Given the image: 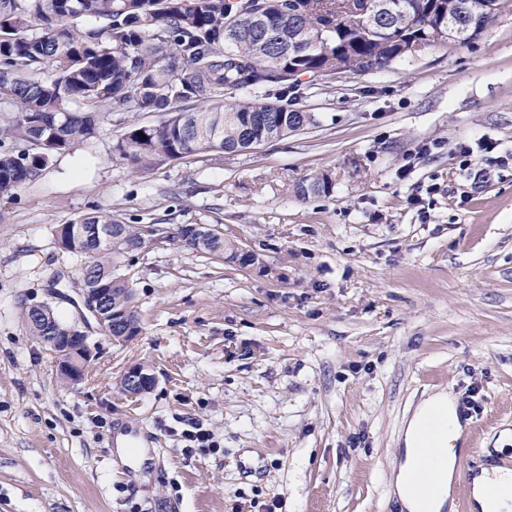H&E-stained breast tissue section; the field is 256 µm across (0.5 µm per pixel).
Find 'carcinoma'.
<instances>
[{
  "label": "carcinoma",
  "mask_w": 512,
  "mask_h": 512,
  "mask_svg": "<svg viewBox=\"0 0 512 512\" xmlns=\"http://www.w3.org/2000/svg\"><path fill=\"white\" fill-rule=\"evenodd\" d=\"M507 0H0V197L38 177L52 157L94 136L104 111L183 112L184 125L132 124L123 153L141 170L212 152L215 138L234 151L251 138L288 136L311 113L270 102L301 77L365 74L448 43L477 40ZM92 18L95 24L85 26ZM245 97L224 104V91ZM71 104L83 111L74 112ZM50 139L46 150L16 149L21 129ZM316 178L296 186L306 198L329 192ZM112 239L95 243V228ZM140 234L110 213L62 225L56 244L81 261L95 287L109 289L112 340L138 332L135 294L117 272ZM168 239L229 262H258L217 230L180 225ZM27 333L47 345L45 325L25 311Z\"/></svg>",
  "instance_id": "1"
}]
</instances>
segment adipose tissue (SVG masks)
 I'll return each instance as SVG.
<instances>
[{"mask_svg":"<svg viewBox=\"0 0 512 512\" xmlns=\"http://www.w3.org/2000/svg\"><path fill=\"white\" fill-rule=\"evenodd\" d=\"M460 427L455 402L443 391L423 399L408 418L403 455L390 482L406 512H443L450 503ZM474 498L480 512H512V477L481 475Z\"/></svg>","mask_w":512,"mask_h":512,"instance_id":"obj_1","label":"adipose tissue"}]
</instances>
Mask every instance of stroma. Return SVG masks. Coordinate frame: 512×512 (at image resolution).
Here are the masks:
<instances>
[{
    "mask_svg": "<svg viewBox=\"0 0 512 512\" xmlns=\"http://www.w3.org/2000/svg\"><path fill=\"white\" fill-rule=\"evenodd\" d=\"M288 102L314 123L146 171L118 144L166 113L109 109L0 202V512H258L275 497L282 512H400L388 479L422 399L475 402L481 451L512 432V6L471 44L307 76ZM318 176L328 194L296 196ZM102 210L218 226L263 264L167 240L125 254L139 332L116 343L54 244L58 225ZM35 304L91 337L82 383H62L27 335ZM136 363L155 385L132 398L119 381ZM190 421L217 451L184 452ZM121 434L145 449L141 471L119 461Z\"/></svg>",
    "mask_w": 512,
    "mask_h": 512,
    "instance_id": "1",
    "label": "stroma"
}]
</instances>
